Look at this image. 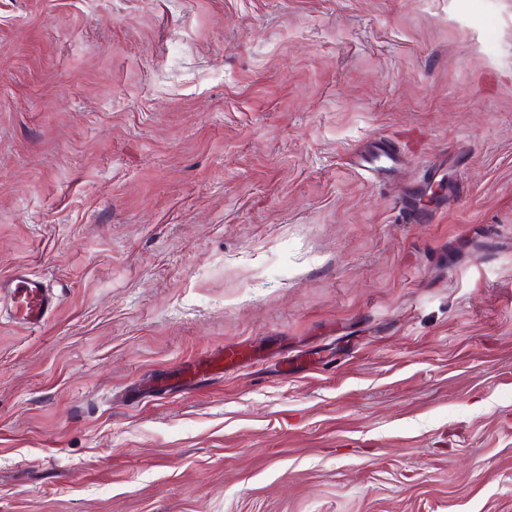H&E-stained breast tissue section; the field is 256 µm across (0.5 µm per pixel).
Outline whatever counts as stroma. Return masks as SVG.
I'll list each match as a JSON object with an SVG mask.
<instances>
[{"mask_svg":"<svg viewBox=\"0 0 512 512\" xmlns=\"http://www.w3.org/2000/svg\"><path fill=\"white\" fill-rule=\"evenodd\" d=\"M20 269L0 512H512V0H0ZM0 298L8 301L15 318L32 328L44 323L55 305L46 283L28 271L20 270L0 280ZM245 356V352L239 349H220L212 353L202 362H197L191 366L180 369L176 373L157 377L149 388L150 396H157L161 391H173L181 385L192 383L194 377L202 372L201 375H220L224 373V366L238 364Z\"/></svg>","mask_w":512,"mask_h":512,"instance_id":"stroma-1","label":"stroma"}]
</instances>
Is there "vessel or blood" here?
<instances>
[{
    "label": "vessel or blood",
    "instance_id": "obj_1",
    "mask_svg": "<svg viewBox=\"0 0 512 512\" xmlns=\"http://www.w3.org/2000/svg\"><path fill=\"white\" fill-rule=\"evenodd\" d=\"M0 298L7 300L15 318L32 328L44 323L52 311L55 301L46 285L38 276L21 270L6 280H0ZM244 353L239 349H227L212 353L205 360L180 369L176 373L161 376L154 380L149 392L158 395L181 385L193 382L198 373L223 374L225 367L238 364Z\"/></svg>",
    "mask_w": 512,
    "mask_h": 512
}]
</instances>
